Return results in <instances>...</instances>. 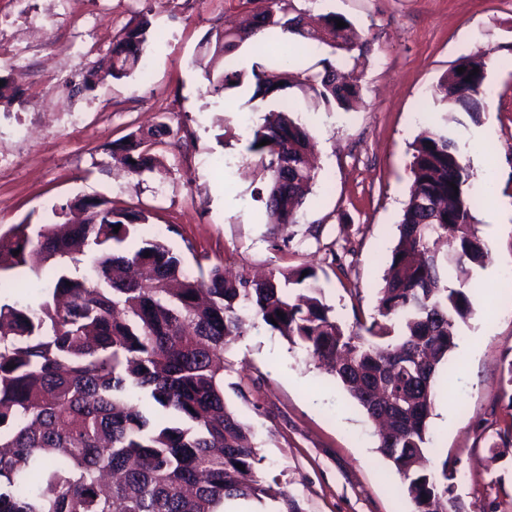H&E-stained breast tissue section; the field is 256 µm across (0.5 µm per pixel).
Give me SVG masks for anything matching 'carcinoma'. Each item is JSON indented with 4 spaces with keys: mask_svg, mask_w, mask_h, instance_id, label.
<instances>
[{
    "mask_svg": "<svg viewBox=\"0 0 512 512\" xmlns=\"http://www.w3.org/2000/svg\"><path fill=\"white\" fill-rule=\"evenodd\" d=\"M255 1L246 27L215 33L214 54L268 34L284 46L298 37L328 48L305 69L255 61L248 72L207 76L211 94L246 83L252 111L256 100L273 104L246 151L267 178L266 223L294 224L316 174L310 132L280 95L305 90L329 112L349 110L359 90L335 56L361 49V35L333 12L294 16L292 0ZM150 37L146 19L126 30L105 76L129 77ZM485 81L483 55L464 57L432 98L474 116ZM157 137L151 130L115 142L129 171L151 167ZM411 150L378 318L355 329L336 318L315 268L229 279L223 267L199 263L193 274L162 242L129 245L149 215L106 200L69 203L87 213L82 224H47L34 236L15 224L0 234V277L48 276L36 304L0 301V512H224L234 499L302 512L278 477L258 475L255 433L224 400V346L260 323L329 364L368 418L385 417L377 451L401 476L414 512H437L454 470L446 459L428 465L433 384L473 314L474 273L489 260L473 215L489 191L472 190L447 127L425 128ZM448 240L451 258L440 252Z\"/></svg>",
    "mask_w": 512,
    "mask_h": 512,
    "instance_id": "carcinoma-1",
    "label": "carcinoma"
}]
</instances>
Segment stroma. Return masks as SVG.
<instances>
[{
	"label": "stroma",
	"instance_id": "1",
	"mask_svg": "<svg viewBox=\"0 0 512 512\" xmlns=\"http://www.w3.org/2000/svg\"><path fill=\"white\" fill-rule=\"evenodd\" d=\"M300 11L349 19L365 46L353 70L360 99L326 111L292 100L315 142L318 177L297 223L264 221L265 183L246 152L258 112L231 89L207 93L200 64L210 35L248 17L250 0H0V234L59 222L77 197L111 200L151 217L140 236L166 243L187 269L198 257L235 273L314 266L348 325L376 313L386 254L410 186V145L439 119L430 91L462 57L495 56L483 112L448 115V134L472 145L473 190L489 189L501 224L478 220L490 260L476 274L474 314L434 382L433 463L455 471L446 512H512V0H293ZM152 23L143 66L105 71L112 42ZM79 126H67L70 113ZM167 125L150 172H127L114 141ZM224 399L253 429L259 473L279 477L303 512H413L402 479L378 453L374 427L336 381L267 326L224 353Z\"/></svg>",
	"mask_w": 512,
	"mask_h": 512
}]
</instances>
